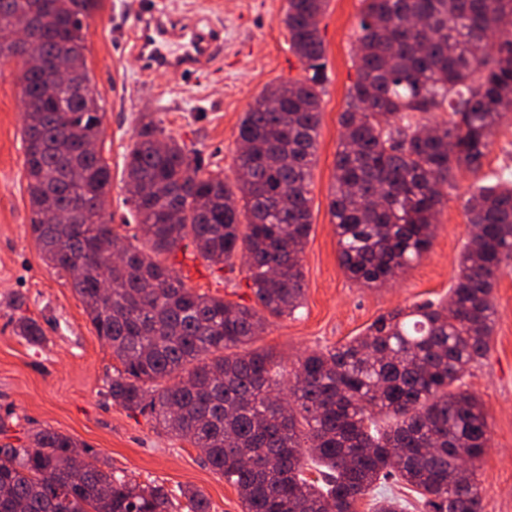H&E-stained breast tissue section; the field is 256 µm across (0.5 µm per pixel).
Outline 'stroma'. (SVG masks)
Instances as JSON below:
<instances>
[{"label": "stroma", "mask_w": 512, "mask_h": 512, "mask_svg": "<svg viewBox=\"0 0 512 512\" xmlns=\"http://www.w3.org/2000/svg\"><path fill=\"white\" fill-rule=\"evenodd\" d=\"M161 2L171 17L195 16L222 30L224 43L202 77L143 73L136 56L122 48L141 0H97L86 20L87 66L105 108L101 154L112 174L105 218L124 236L136 231L125 202V154L145 120L160 122L166 134L198 150L204 172L230 182L244 113L265 88L302 73L282 22L285 0ZM361 11V0H329L320 24L326 82L309 194L312 229L302 254L303 306L295 316L270 319L255 342L280 357L274 371L283 383L306 353L362 334L379 315L448 299L470 237L466 199L478 187L512 178L507 173L512 120H507L481 169L457 173L436 215L431 246L419 260L379 288L361 287L346 276L330 212L331 185L340 116L357 78ZM19 70L14 60L0 70V417L12 419L7 434H0V447L19 446L28 432L49 427L137 482L162 485L174 495L191 487L206 496L211 512H244L237 489L211 469L198 448L106 395L120 363L98 338L69 277L47 266L29 229ZM167 263L196 292L254 302L241 268L211 271L189 246L179 247ZM493 304L488 353L468 367L462 383L481 401L490 431L489 446L476 463L482 512H512V270L499 273ZM22 313L41 325V344L16 336L14 321Z\"/></svg>", "instance_id": "obj_1"}]
</instances>
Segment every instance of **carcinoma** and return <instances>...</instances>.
<instances>
[{"instance_id": "1", "label": "carcinoma", "mask_w": 512, "mask_h": 512, "mask_svg": "<svg viewBox=\"0 0 512 512\" xmlns=\"http://www.w3.org/2000/svg\"><path fill=\"white\" fill-rule=\"evenodd\" d=\"M289 48L305 72L272 85L238 130L235 186L201 174L198 154L149 121L126 157L138 224L135 245L104 219L111 183L91 89L84 19L91 0H0V66L18 32L42 50L21 72L30 230L43 258L71 275L97 336L122 370L112 402L148 413L202 449L233 484L244 512H358L379 481H403L426 512H482L475 461L489 444L479 399L457 386L488 351L497 274L512 268V181L465 203L471 225L447 304L376 318L345 344L298 362L289 392L275 356L251 348L270 317L304 297L312 168L326 81L320 23L327 0H287ZM357 79L341 115L331 214L340 265L367 288L394 280L431 243L434 216L455 173L477 172L512 111V0H362ZM72 85L49 87L55 60ZM449 114L422 136L410 112ZM75 208V224L47 213ZM214 271L239 260L257 306L200 294L166 264L185 239ZM121 249L107 264L100 254ZM16 333L41 341L28 316ZM319 477L306 476V462ZM0 512H175L162 486L141 485L52 429L0 448ZM187 512L209 500L182 490ZM373 512H405L382 497Z\"/></svg>"}]
</instances>
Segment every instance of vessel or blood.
Segmentation results:
<instances>
[{
    "mask_svg": "<svg viewBox=\"0 0 512 512\" xmlns=\"http://www.w3.org/2000/svg\"><path fill=\"white\" fill-rule=\"evenodd\" d=\"M132 30L131 49L147 72H204L214 59L219 38V30L213 25L191 19L172 20L160 9L159 0H143Z\"/></svg>",
    "mask_w": 512,
    "mask_h": 512,
    "instance_id": "1",
    "label": "vessel or blood"
}]
</instances>
